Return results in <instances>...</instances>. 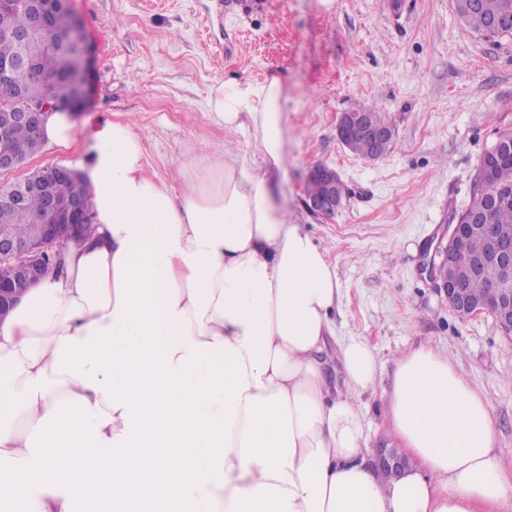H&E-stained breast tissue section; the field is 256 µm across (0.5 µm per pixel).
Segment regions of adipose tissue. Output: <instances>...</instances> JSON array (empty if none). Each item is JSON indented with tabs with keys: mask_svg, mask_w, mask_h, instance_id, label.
<instances>
[{
	"mask_svg": "<svg viewBox=\"0 0 512 512\" xmlns=\"http://www.w3.org/2000/svg\"><path fill=\"white\" fill-rule=\"evenodd\" d=\"M208 108L280 168L278 77ZM96 138L93 236L0 321V512H512L487 404L425 344L384 401L410 465L379 476L355 404L376 354L337 336L336 268L266 177L213 157L176 193L129 124Z\"/></svg>",
	"mask_w": 512,
	"mask_h": 512,
	"instance_id": "1",
	"label": "adipose tissue"
}]
</instances>
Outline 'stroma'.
Listing matches in <instances>:
<instances>
[{
	"label": "stroma",
	"instance_id": "1",
	"mask_svg": "<svg viewBox=\"0 0 512 512\" xmlns=\"http://www.w3.org/2000/svg\"><path fill=\"white\" fill-rule=\"evenodd\" d=\"M93 52L90 104L69 146L44 145L0 172V188L44 166L84 169L107 122L132 126L148 175L180 191V167L208 155L267 176L276 205L336 267V333L375 349L374 392L359 404L369 445L386 436L383 396L396 354L447 352L488 404L512 471V341L491 315L462 320L421 271L451 214L467 209L481 156L512 132V35L486 39L455 0H70ZM280 78L286 152L267 171L252 129L227 133L207 110L211 88ZM366 107L394 125L368 159L336 138L342 112ZM335 167L349 194L332 219L305 206L309 170Z\"/></svg>",
	"mask_w": 512,
	"mask_h": 512
}]
</instances>
